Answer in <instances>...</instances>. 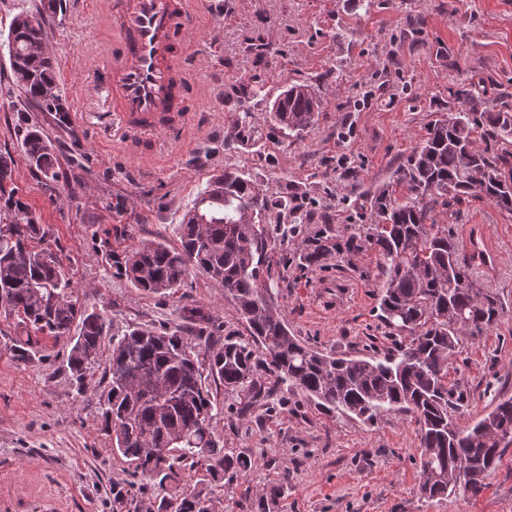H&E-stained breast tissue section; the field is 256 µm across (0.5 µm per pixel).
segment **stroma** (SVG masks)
Segmentation results:
<instances>
[{
	"label": "stroma",
	"mask_w": 512,
	"mask_h": 512,
	"mask_svg": "<svg viewBox=\"0 0 512 512\" xmlns=\"http://www.w3.org/2000/svg\"><path fill=\"white\" fill-rule=\"evenodd\" d=\"M0 0V33L21 12L42 20L56 49L62 111L18 109L21 90L0 37V153L14 159L12 185L38 223L88 310L105 312L112 330L132 326L181 329L179 307H202L215 338L244 340L247 326L223 287L194 272L172 294L134 288L114 264L146 242L179 245L177 227L209 178L227 165H247L270 189L316 186L315 219L339 233L368 223L362 195L377 187L393 196L405 187L395 169L427 135L438 115L458 103L448 90L475 83L492 111L512 113V0H194L196 33L187 92L190 148L165 136L146 139L96 125L100 100L89 94L97 64L110 54V0ZM319 89L317 122L300 139L274 125L268 107L288 85ZM252 114L254 149L226 151L224 138L242 111ZM43 129L57 159L50 180L26 160L21 139L29 122ZM461 252L485 243L492 267L480 273L498 289L506 313L487 335L460 337L448 363V384L464 402L467 428L512 397V212L468 198L437 214ZM283 280L272 289L288 327L301 342L351 355L391 344L379 318V256L366 250L320 267L275 251ZM348 281L350 293L326 310L318 288ZM0 315V512H113L129 466L112 452L101 420L111 353L102 344L78 391L66 369L65 341L44 340L39 358L17 361L8 349L20 335ZM225 448L251 458L232 480L206 484L214 512H512V445L479 496L420 492L422 447L403 413L371 424L334 417L278 387L258 368L245 391L211 385Z\"/></svg>",
	"instance_id": "stroma-1"
}]
</instances>
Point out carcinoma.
<instances>
[{
  "instance_id": "cac0c4a2",
  "label": "carcinoma",
  "mask_w": 512,
  "mask_h": 512,
  "mask_svg": "<svg viewBox=\"0 0 512 512\" xmlns=\"http://www.w3.org/2000/svg\"><path fill=\"white\" fill-rule=\"evenodd\" d=\"M38 18L19 13L10 22L7 44L11 69L24 99L59 104L52 60L40 52L46 42ZM452 96L464 107L431 122L428 136L394 172L406 187L403 200L385 189L363 196L370 223L348 237L333 225L310 224L302 207L314 187L288 184L277 192L244 166L226 167L201 190L177 229L180 247L148 242L124 254L120 268L135 288L175 292L192 271L224 287L246 323L249 339L231 338L200 350L178 332L136 326L112 336L107 389L99 396L102 418L112 432V450L129 466L131 480L118 500L139 507L147 488L162 492L156 512H211L207 495L180 486L189 469L200 481H216L248 470L251 459L229 454L215 432L218 408L205 381L242 389L264 365L292 395L311 399L328 414L372 422L391 412L415 420L424 452L421 494L448 496L458 486L476 497L489 471L512 444V398L469 428L456 424L463 393L448 389L447 362L458 337L486 335L505 309L493 288L481 286L475 270L490 264L480 248L461 255L450 229L436 223L447 209L476 194L512 212V176L499 170L500 156L477 147V140L512 136V114L490 112L473 89L462 85ZM320 101L308 83L289 86L273 101L271 116L290 137L300 138L318 117ZM242 112L224 150L238 151L251 124ZM30 165L56 177V158L35 124L22 140ZM14 159L0 153V310L14 317L26 335L11 339L21 361L41 351L44 338L65 339L66 366L79 390L107 335L103 314L82 307L77 289L52 249L49 232L27 205L6 189ZM288 244L307 266L331 256L349 257L368 247L382 260L380 317L392 347L367 354L336 355L302 343L288 329L268 284L283 278L271 253ZM179 318L205 329L212 318L199 306L184 305ZM469 471L452 481L457 467Z\"/></svg>"
}]
</instances>
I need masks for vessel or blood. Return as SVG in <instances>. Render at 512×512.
Instances as JSON below:
<instances>
[{"instance_id":"1","label":"vessel or blood","mask_w":512,"mask_h":512,"mask_svg":"<svg viewBox=\"0 0 512 512\" xmlns=\"http://www.w3.org/2000/svg\"><path fill=\"white\" fill-rule=\"evenodd\" d=\"M111 23L118 38L91 93L129 128L183 139L180 113L194 29L190 0H114Z\"/></svg>"}]
</instances>
